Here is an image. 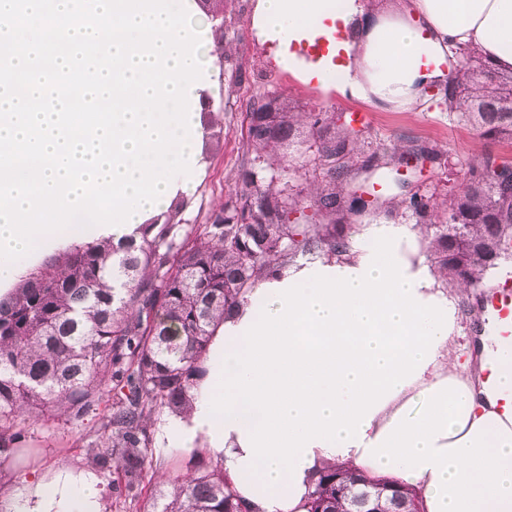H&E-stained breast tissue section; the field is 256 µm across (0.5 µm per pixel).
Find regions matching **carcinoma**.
Segmentation results:
<instances>
[{"label":"carcinoma","instance_id":"carcinoma-1","mask_svg":"<svg viewBox=\"0 0 512 512\" xmlns=\"http://www.w3.org/2000/svg\"><path fill=\"white\" fill-rule=\"evenodd\" d=\"M442 99L458 121L482 138L512 142V74L459 46L448 59ZM247 160L292 141L309 128L320 182L306 224H290L287 203L252 171L234 201L203 224H144L141 243L116 248L106 238L73 242L21 277L0 297V463L24 448L28 427L57 419L99 425L88 462L115 468L112 496L134 508L161 478L155 427L164 415L193 408L195 389L216 329L253 291L299 257L340 259L351 251L356 224H323L326 216L359 214L369 200L349 187L345 161L360 154L361 132L325 112H249ZM403 157L372 153L367 167L392 179ZM425 228L431 266L450 288L477 295L489 271L512 254V161L492 154L467 165L448 195L446 221L418 193L403 200ZM416 490L386 477L328 466L312 483L307 512H416ZM156 512H250L220 465L200 461L177 480Z\"/></svg>","mask_w":512,"mask_h":512}]
</instances>
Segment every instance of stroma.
<instances>
[{"label": "stroma", "instance_id": "obj_1", "mask_svg": "<svg viewBox=\"0 0 512 512\" xmlns=\"http://www.w3.org/2000/svg\"><path fill=\"white\" fill-rule=\"evenodd\" d=\"M254 0H220L213 12H199L198 20L206 27L214 19L224 21V48L210 51L207 59L218 67L210 98L213 110L224 124V137L206 139L204 173L195 192L184 200L179 214L182 223H202L206 215L226 203L243 173V145L247 139L248 120L245 104L255 95H264L295 112H331L342 122L353 123L365 139L364 155L410 153L418 145L435 143L441 148V160H412L401 172L406 190L439 203L455 190L464 178L468 162L485 154L504 158L512 152V143L490 142L456 122L452 114L441 111L437 101L410 111H385L373 104L349 100L316 87L302 84L278 68L269 46L251 35L249 21ZM274 170H263V177H275L281 198L305 199L310 190L307 169L291 163L287 148H280ZM96 426L86 422L79 428H66L53 422L30 427L26 456L0 464V503L10 504L31 477H51L57 469L74 476L92 471L85 448L95 439Z\"/></svg>", "mask_w": 512, "mask_h": 512}]
</instances>
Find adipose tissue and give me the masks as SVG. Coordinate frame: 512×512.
Masks as SVG:
<instances>
[{
    "label": "adipose tissue",
    "instance_id": "ef3b65f1",
    "mask_svg": "<svg viewBox=\"0 0 512 512\" xmlns=\"http://www.w3.org/2000/svg\"><path fill=\"white\" fill-rule=\"evenodd\" d=\"M354 74L292 50L330 0H255L250 29L300 80L412 108L445 76L449 46L478 44L512 71V0H411L385 14L342 0ZM196 0H0V288L92 218L113 242L190 195L215 72ZM347 260L261 281L215 334L200 397L165 427L205 446L255 512H305L336 463L414 486L424 512H512V365L492 382L450 360L457 305L404 247L414 226L373 227ZM94 479L58 470L15 512H98Z\"/></svg>",
    "mask_w": 512,
    "mask_h": 512
}]
</instances>
